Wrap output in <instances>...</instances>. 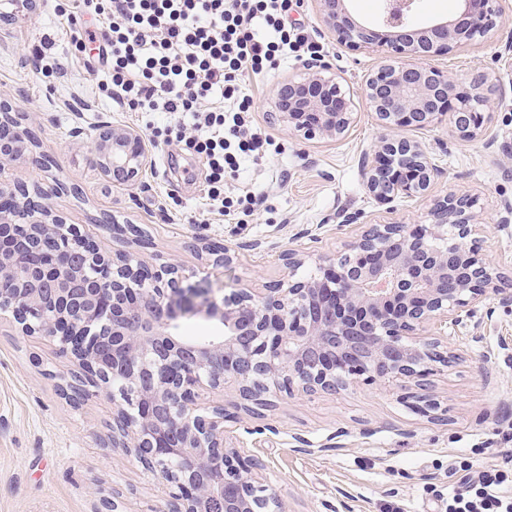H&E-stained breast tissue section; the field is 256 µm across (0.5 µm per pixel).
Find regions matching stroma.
Listing matches in <instances>:
<instances>
[{
  "label": "stroma",
  "instance_id": "obj_1",
  "mask_svg": "<svg viewBox=\"0 0 512 512\" xmlns=\"http://www.w3.org/2000/svg\"><path fill=\"white\" fill-rule=\"evenodd\" d=\"M56 9L37 5L27 18L0 22V100L24 113L41 164L16 161L5 172L37 185L54 214L85 228L109 250L119 249L108 223L134 224L153 250L177 263L191 281L232 291L240 283L281 279L283 252L304 258L301 274L317 258L335 256L375 224H424L435 199L452 194L475 201L484 231L480 256L512 277V62L498 51L512 40V22L438 57L460 89L485 79L496 103L481 132L460 139L453 116L404 137L428 147L444 173L424 198L379 205L359 174V159L384 134L361 82L381 63L371 52L338 44L323 24L318 0H296L289 17L302 26L317 57L353 90L354 121L340 137L306 140L279 123L273 92L304 70L299 59L268 75L250 76L251 116L272 136L261 165L246 164L225 178L227 194L262 197L246 222L208 212L206 167L185 142L152 141L148 164L135 184L116 186L91 162L95 127L107 122L138 131L159 114L118 111L107 89L108 71L97 45L78 52ZM496 139L487 150L488 139ZM361 212L358 223L338 225L339 210ZM211 242L230 246L232 264L216 262ZM466 327L452 329L459 358L430 375L422 388L443 416L421 415L406 404L420 386L352 384L335 393L273 397L253 416L227 423L229 444L262 468L285 512H444L453 481L449 469L495 463L512 451V307L488 299ZM70 356L40 336L0 326V512H169L168 497L135 457L109 445L112 403L91 395L78 405L62 398ZM307 439L300 447L299 439Z\"/></svg>",
  "mask_w": 512,
  "mask_h": 512
}]
</instances>
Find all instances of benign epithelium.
<instances>
[{
  "instance_id": "1",
  "label": "benign epithelium",
  "mask_w": 512,
  "mask_h": 512,
  "mask_svg": "<svg viewBox=\"0 0 512 512\" xmlns=\"http://www.w3.org/2000/svg\"><path fill=\"white\" fill-rule=\"evenodd\" d=\"M502 0H460V12L430 27L413 23L417 0H381L378 22H358L344 0H320L339 43L387 60L362 82L388 134L364 155L360 173L382 204L426 194L442 169L427 150L400 136L458 113V134H478L492 107L481 92L457 91L448 72L429 61L471 43L505 20ZM280 121L305 139L336 138L353 121L350 99L314 60L297 79L274 90ZM0 135L22 157L30 143L23 114L0 101ZM149 157L137 130L101 123L93 161L120 185L138 181ZM0 185V323L39 335L71 356L76 370L60 385L71 403L75 381L112 399V447L131 453L160 479L171 512H283L264 493L262 475L226 445L224 423L253 412L275 392H335L360 376L384 385L421 379L457 359L448 325L458 326L490 295L512 306L504 276L478 257L480 225L473 202L447 195L433 204L429 224H379L346 252L323 258L318 274L300 277L301 261L286 255L288 276L260 288L242 285L216 297L187 282L179 266L124 250L107 253L88 234L25 200L9 208ZM438 249L432 243L447 240ZM124 242L145 247L135 225H112ZM202 316L218 331L204 339L179 332L182 317ZM236 386V411L202 409L200 397Z\"/></svg>"
}]
</instances>
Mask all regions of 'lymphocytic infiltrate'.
Instances as JSON below:
<instances>
[{
    "instance_id": "f902f5d3",
    "label": "lymphocytic infiltrate",
    "mask_w": 512,
    "mask_h": 512,
    "mask_svg": "<svg viewBox=\"0 0 512 512\" xmlns=\"http://www.w3.org/2000/svg\"><path fill=\"white\" fill-rule=\"evenodd\" d=\"M292 0H73L65 12L70 42L97 39L110 53L111 99L124 112L165 115L157 135L192 130L190 144L208 166L206 204L221 214L255 206L247 195L225 196V176L258 164L272 144L252 125L246 73L278 70L289 55L314 53L285 18ZM103 17L100 33L81 16ZM506 475L490 464L460 477L446 512H512Z\"/></svg>"
}]
</instances>
